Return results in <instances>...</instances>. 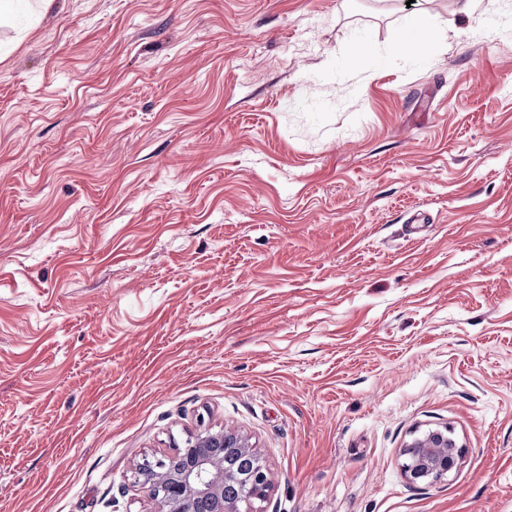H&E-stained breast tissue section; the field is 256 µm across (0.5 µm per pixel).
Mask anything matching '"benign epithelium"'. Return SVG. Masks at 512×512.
<instances>
[{"label":"benign epithelium","instance_id":"1","mask_svg":"<svg viewBox=\"0 0 512 512\" xmlns=\"http://www.w3.org/2000/svg\"><path fill=\"white\" fill-rule=\"evenodd\" d=\"M189 448L200 449L197 459L178 472L164 473L162 482L168 490L155 494L160 500L158 512H190L189 503L198 495L209 496L215 504V512H236L224 503V479L230 475L223 470V458L211 454L212 448H230L241 455L256 454L247 436L228 428H206L185 439ZM407 447L417 449L404 472L412 482L434 483L448 476L459 457L456 440L449 429L429 430L414 437ZM250 497L261 499L269 490V479L264 470H256L249 476Z\"/></svg>","mask_w":512,"mask_h":512}]
</instances>
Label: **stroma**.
Returning <instances> with one entry per match:
<instances>
[{"instance_id": "1", "label": "stroma", "mask_w": 512, "mask_h": 512, "mask_svg": "<svg viewBox=\"0 0 512 512\" xmlns=\"http://www.w3.org/2000/svg\"><path fill=\"white\" fill-rule=\"evenodd\" d=\"M10 15L0 512H157L138 464L204 426L269 472L240 512H512V0ZM435 37L434 28L425 10L417 13L412 24L404 33L403 37L396 42L394 48L398 53L411 55H424ZM409 458L418 448L417 454L404 465V472L412 482L434 483L444 480L459 457V446L449 429L428 430L415 436L406 446Z\"/></svg>"}]
</instances>
